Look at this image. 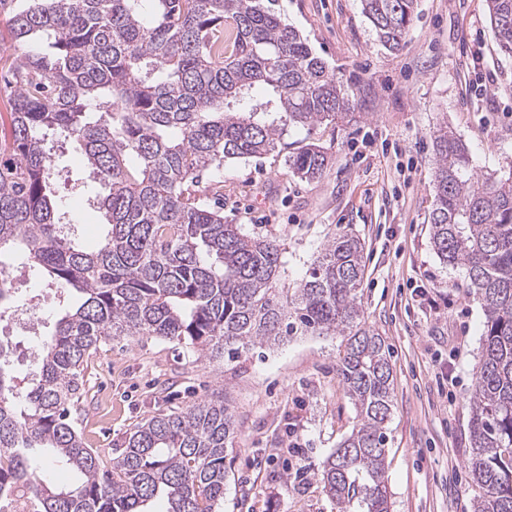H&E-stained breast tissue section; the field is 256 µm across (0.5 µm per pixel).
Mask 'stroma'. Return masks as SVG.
I'll list each match as a JSON object with an SVG mask.
<instances>
[{
	"mask_svg": "<svg viewBox=\"0 0 512 512\" xmlns=\"http://www.w3.org/2000/svg\"><path fill=\"white\" fill-rule=\"evenodd\" d=\"M277 11L343 84L352 119L292 126L278 151L226 161L224 221L277 235L291 283L334 234L363 241L361 314L392 352L390 510L473 512L467 397L485 316L464 270L443 264L430 241L433 133L450 124L478 173L512 160V54L499 49L487 0H418L394 50L360 0H278ZM308 141L333 157L314 181L285 162ZM55 161L56 198L93 250L101 217L71 194L84 159L70 145ZM340 342L298 334L219 362L161 339H115L88 362L78 429L108 467L152 416L222 393L238 426L223 512H341L320 482L323 460L356 423L337 370Z\"/></svg>",
	"mask_w": 512,
	"mask_h": 512,
	"instance_id": "35a3bbf8",
	"label": "stroma"
}]
</instances>
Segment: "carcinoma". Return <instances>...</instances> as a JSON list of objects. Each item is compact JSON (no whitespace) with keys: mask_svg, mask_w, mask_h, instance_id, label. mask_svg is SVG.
<instances>
[{"mask_svg":"<svg viewBox=\"0 0 512 512\" xmlns=\"http://www.w3.org/2000/svg\"><path fill=\"white\" fill-rule=\"evenodd\" d=\"M277 0H32L11 17L22 56L5 60L15 89L0 115V257L63 296L42 340L41 374L26 392L0 365V510L28 482L31 512H219L224 459L237 425L225 398L154 416L112 466H101L71 418L84 363L115 338H158L212 359H235L297 333L342 338L339 374L357 423L325 459L321 483L353 512H390L385 483L393 406L389 347L358 303L364 244L341 231L296 288L282 280L274 237L224 223L199 193L205 171L224 189V162L273 152L288 126L335 124L349 99ZM382 45L398 47L417 0H361ZM500 48L512 53V0H487ZM74 143L105 235L85 251L53 200L49 141ZM430 236L439 259L465 270L485 315L469 396L468 471L474 512H512V162L478 176L448 126L434 132ZM331 162L314 143L288 156L300 178ZM0 262V314L14 307ZM69 470L47 484L29 452Z\"/></svg>","mask_w":512,"mask_h":512,"instance_id":"obj_1","label":"carcinoma"}]
</instances>
